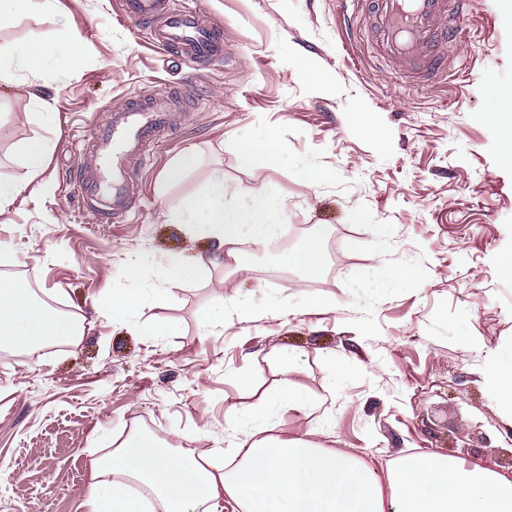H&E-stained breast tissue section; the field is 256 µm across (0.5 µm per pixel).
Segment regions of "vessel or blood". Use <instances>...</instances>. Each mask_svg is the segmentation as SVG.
<instances>
[{
    "instance_id": "vessel-or-blood-1",
    "label": "vessel or blood",
    "mask_w": 512,
    "mask_h": 512,
    "mask_svg": "<svg viewBox=\"0 0 512 512\" xmlns=\"http://www.w3.org/2000/svg\"><path fill=\"white\" fill-rule=\"evenodd\" d=\"M447 5V0H377L375 18L383 45L401 68L447 77L445 62L433 53ZM120 13L141 26L153 46L175 51L194 70L207 67L219 55V28L203 22L198 10L182 0H120ZM182 109L183 99L177 93L146 98L134 94L105 113L85 136L96 165L76 171L72 185L100 222H118L131 209V188L138 175L132 160L145 155L157 133L169 127Z\"/></svg>"
}]
</instances>
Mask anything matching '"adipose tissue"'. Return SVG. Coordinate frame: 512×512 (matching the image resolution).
<instances>
[{
  "label": "adipose tissue",
  "instance_id": "ef3b65f1",
  "mask_svg": "<svg viewBox=\"0 0 512 512\" xmlns=\"http://www.w3.org/2000/svg\"><path fill=\"white\" fill-rule=\"evenodd\" d=\"M52 56L39 39L0 50V83H12L18 71L39 76ZM276 197H256L230 185L223 169H213L203 188L163 213L184 225L193 237L214 244L212 265L241 269V247L249 243L289 268L306 275L321 268L316 229L300 246L278 249L283 226ZM150 254L130 263L126 277L133 288L105 289L101 304L120 316L138 313L148 298H161L163 286L200 274L197 266L172 255L159 268V288L137 285ZM78 318L40 302L21 281H0V342L35 354L59 340L78 341ZM314 400L293 382L249 409L252 431L225 457L187 456L165 447L151 432L129 436L112 452L92 462L87 489L91 512H220L232 500L239 512H512V476L485 464L460 461L432 452L407 455L380 468L351 451L338 452L302 437H280L282 417L306 413Z\"/></svg>",
  "mask_w": 512,
  "mask_h": 512
}]
</instances>
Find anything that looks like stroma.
Wrapping results in <instances>:
<instances>
[{
	"instance_id": "stroma-1",
	"label": "stroma",
	"mask_w": 512,
	"mask_h": 512,
	"mask_svg": "<svg viewBox=\"0 0 512 512\" xmlns=\"http://www.w3.org/2000/svg\"><path fill=\"white\" fill-rule=\"evenodd\" d=\"M196 2L224 34L222 60L200 76L139 38L116 0H24L0 28L5 49L52 39L39 21L47 6L83 44L70 71L52 63L39 80L52 125L36 114L27 72L0 85V177L24 178L17 149L26 140L55 143L40 179L0 217V278L26 282L85 324L79 341L37 356L0 349V512H90L92 459L136 430L185 452L224 447L230 412L279 390L281 350L297 355L290 379L316 402L288 413L282 436L309 433L384 463L439 451L512 473V417L482 376L487 357L512 355V278L498 272L512 255V162L490 117L512 91L504 0L470 5L464 54L441 45L464 77L458 87L385 57L360 0ZM173 88L186 106L140 160L130 213L100 223L67 182L93 163L78 137L126 94ZM271 130L279 164L242 167L241 150ZM188 149L199 165L166 183ZM306 165L321 171L318 186L303 181ZM216 167L229 184L282 200L292 241L327 228L321 273L246 249L245 271L208 268L142 313L112 316L102 291L129 287L137 254L159 265L173 253L208 260L210 240L162 213ZM382 260L415 281L376 287L367 273ZM314 299L327 307L310 308ZM268 307L289 314L251 318ZM219 308L230 324L201 339V317ZM145 323L178 331L148 337Z\"/></svg>"
}]
</instances>
